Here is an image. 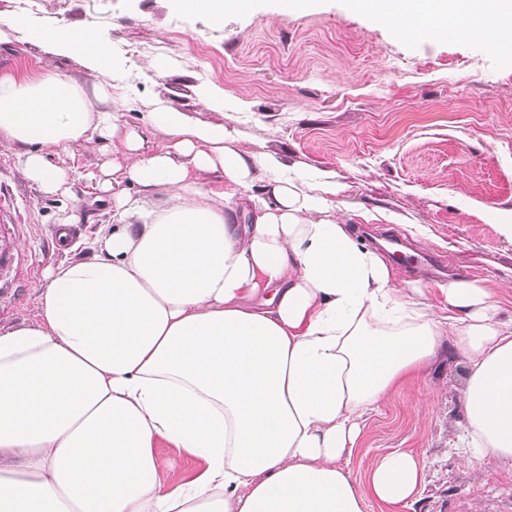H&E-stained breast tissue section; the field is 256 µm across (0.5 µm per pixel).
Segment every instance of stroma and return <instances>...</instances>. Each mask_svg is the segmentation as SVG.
I'll use <instances>...</instances> for the list:
<instances>
[{
  "mask_svg": "<svg viewBox=\"0 0 512 512\" xmlns=\"http://www.w3.org/2000/svg\"><path fill=\"white\" fill-rule=\"evenodd\" d=\"M27 21L0 45V78L60 71L85 88L108 84L123 104L114 134L46 159L70 177L69 196L48 194L0 141V190L11 195L23 255L18 288L0 330L38 318V298L57 266L48 236L61 220L86 225L65 258H89L88 241L112 221V168L129 161L137 132L143 154L168 145L148 114L163 99L199 124H223L226 144L273 156L303 188L335 185L328 204L358 238L380 250L392 239L443 256L446 272L397 263L400 280L426 287L448 278H485L512 315V64L480 41L456 35L396 38L352 0H310L282 13L280 0H255L222 24L176 9L173 0H0V17ZM56 24L92 31L112 54L104 72L42 43ZM160 56L169 68L150 69ZM465 357L444 344L430 369L391 390L361 421L360 443L338 461L358 484L384 454L416 456L423 482L391 509L366 498L364 512H512V464L464 463L454 447L462 419Z\"/></svg>",
  "mask_w": 512,
  "mask_h": 512,
  "instance_id": "obj_1",
  "label": "stroma"
}]
</instances>
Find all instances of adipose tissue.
Returning <instances> with one entry per match:
<instances>
[{"label": "adipose tissue", "mask_w": 512, "mask_h": 512, "mask_svg": "<svg viewBox=\"0 0 512 512\" xmlns=\"http://www.w3.org/2000/svg\"><path fill=\"white\" fill-rule=\"evenodd\" d=\"M412 37L512 42V0H368ZM41 38L97 72L110 63L92 32ZM75 79L0 78V140L19 147L26 178L47 193L67 173L46 151L105 134L118 119ZM149 120L171 138L114 166L116 225L89 259L54 268L40 318L0 332V512H364L366 497L410 501L423 470L383 456L366 485L339 467L359 420L433 363L443 341L467 360L458 439L466 460L512 462V319L481 279L399 288L384 257L331 217L326 198L270 178L274 158L225 146L157 102ZM223 179V190L208 176ZM263 194H251L255 182ZM165 191L155 209L147 194ZM202 467L160 478L158 441Z\"/></svg>", "instance_id": "ef3b65f1"}]
</instances>
